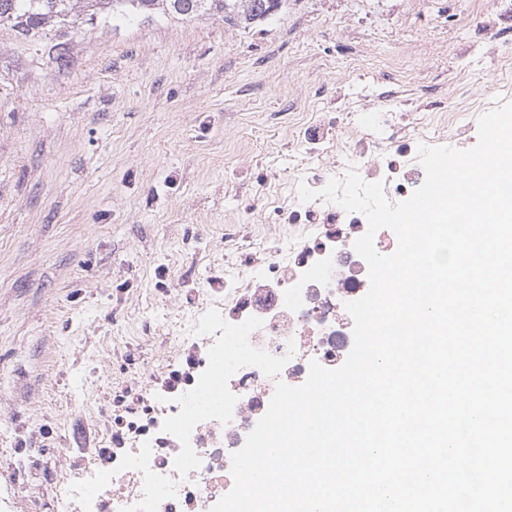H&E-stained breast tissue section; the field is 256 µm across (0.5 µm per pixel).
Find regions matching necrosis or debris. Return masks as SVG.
Instances as JSON below:
<instances>
[{"instance_id":"necrosis-or-debris-1","label":"necrosis or debris","mask_w":512,"mask_h":512,"mask_svg":"<svg viewBox=\"0 0 512 512\" xmlns=\"http://www.w3.org/2000/svg\"><path fill=\"white\" fill-rule=\"evenodd\" d=\"M491 56L502 72L512 73V56L499 54L495 41L471 40L460 55L455 82L467 85L473 67ZM325 69L316 64L303 93L289 94L287 108L263 115L262 125L278 146L238 183L242 204L224 214V256L209 262L200 287L180 289L182 302L165 324L140 312L114 322V333L156 345L158 352L149 366L122 358L111 407L85 409L99 430V445L62 448L52 459L40 448L14 449L17 465L9 479L35 478L38 491L0 494V512H120L141 500L144 478L117 465L146 442L151 470L174 476L180 443L162 425L180 411L173 397L195 386L208 366L216 337L193 334L191 328L215 307L231 323L262 319L250 343L287 362L275 378L253 366L241 368L228 383L238 398L231 421L206 420L193 429L190 441L201 464L178 481L175 497L162 501L158 512H210L232 489L231 455L267 412L276 381L298 386L311 362L329 369L344 363L353 347V320L344 304L369 289L368 266L354 249L368 229L366 217L320 198L301 201L299 186L321 190L353 165L364 181L382 183L390 203H398L425 181L420 145L460 147L478 131L484 114L512 103L508 79L479 98H460L451 110L418 102L409 93L413 80L402 62L389 66L382 81L365 84L362 64L352 61L335 79L338 93L329 95ZM373 98L389 101V108L361 111ZM281 171L287 181L278 180ZM107 470L114 476L90 509L70 497L72 483Z\"/></svg>"}]
</instances>
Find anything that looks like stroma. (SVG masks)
<instances>
[{
  "label": "stroma",
  "mask_w": 512,
  "mask_h": 512,
  "mask_svg": "<svg viewBox=\"0 0 512 512\" xmlns=\"http://www.w3.org/2000/svg\"><path fill=\"white\" fill-rule=\"evenodd\" d=\"M473 0H286L242 28L211 16L117 18L58 39L0 30V472L27 441L55 455L94 440L80 400L111 403L116 363L155 347L112 340L133 303L177 306L222 250L217 218L268 149L224 167L233 117L274 112L303 92L315 62L390 57L415 86L451 80ZM53 432L39 435V424Z\"/></svg>",
  "instance_id": "stroma-1"
}]
</instances>
